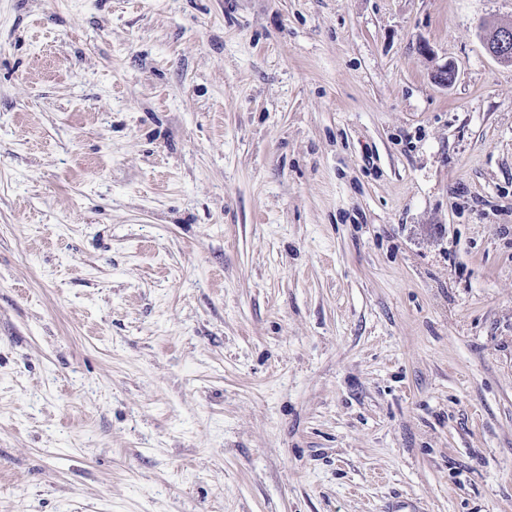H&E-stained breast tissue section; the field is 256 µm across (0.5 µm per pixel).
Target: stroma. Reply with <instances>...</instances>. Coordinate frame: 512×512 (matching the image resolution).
<instances>
[{"instance_id":"1","label":"stroma","mask_w":512,"mask_h":512,"mask_svg":"<svg viewBox=\"0 0 512 512\" xmlns=\"http://www.w3.org/2000/svg\"><path fill=\"white\" fill-rule=\"evenodd\" d=\"M508 22L0 0V512H512ZM488 52L501 62L506 63L512 59V24H504L500 31L493 36L485 38Z\"/></svg>"}]
</instances>
